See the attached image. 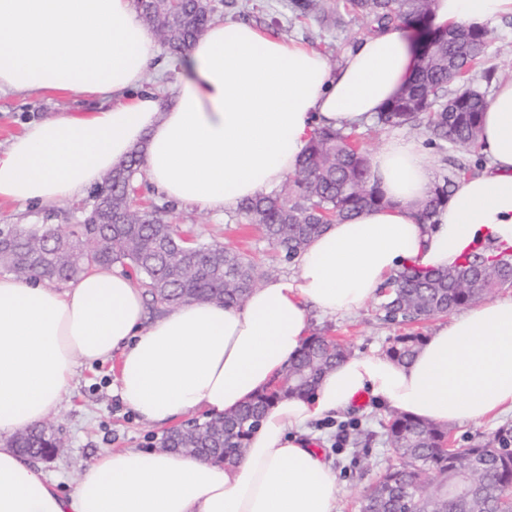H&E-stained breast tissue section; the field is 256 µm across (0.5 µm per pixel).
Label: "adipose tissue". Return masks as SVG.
Listing matches in <instances>:
<instances>
[{"label": "adipose tissue", "mask_w": 512, "mask_h": 512, "mask_svg": "<svg viewBox=\"0 0 512 512\" xmlns=\"http://www.w3.org/2000/svg\"><path fill=\"white\" fill-rule=\"evenodd\" d=\"M512 0H433L437 29H492ZM407 26L361 38L338 66L320 52L241 21H214L176 64L177 82L147 85L160 46L133 0H0V93L91 99L90 116L27 123L0 156V201L56 205L143 151L169 202L225 213L279 187L316 128L350 130L413 77ZM481 173L459 179L422 221L431 158L413 137L388 139L370 179L388 203L313 239L290 277L241 305L186 302L145 318L142 288L95 270L60 289L0 275V512H339L335 472L304 438L311 421L370 396L439 423L512 414V294L437 323L414 358L354 355L304 398L275 402L235 466L145 448L103 453L61 493L6 444L52 418L79 367L114 358L115 391L145 424L233 412L286 372L311 334L309 310L333 315L376 298L398 271L431 272L487 245L512 247V77L483 114Z\"/></svg>", "instance_id": "obj_1"}]
</instances>
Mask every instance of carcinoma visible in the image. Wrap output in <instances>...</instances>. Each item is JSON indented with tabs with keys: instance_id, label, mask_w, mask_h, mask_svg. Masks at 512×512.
<instances>
[{
	"instance_id": "carcinoma-1",
	"label": "carcinoma",
	"mask_w": 512,
	"mask_h": 512,
	"mask_svg": "<svg viewBox=\"0 0 512 512\" xmlns=\"http://www.w3.org/2000/svg\"><path fill=\"white\" fill-rule=\"evenodd\" d=\"M433 0H345L342 11L360 14L381 30L411 21L423 30L417 70L402 92L375 116L384 129H424L426 144L472 151L487 103L481 85L493 83L483 67L488 34L454 26L430 32L426 21ZM146 27L179 56L188 51L218 15L210 0H135ZM298 19L324 13L323 0H290ZM480 72L481 82L474 73ZM143 176L136 152L103 179L81 224L64 230L50 224L20 229L0 226V269L16 278L36 277L51 283L75 279L91 269L114 267L130 274L144 289L152 312L194 300L243 302L257 287L260 272L247 254L221 243L197 245L168 218L167 206L136 202ZM451 180L435 184L421 206L428 220L447 203ZM388 203L370 180L369 157L356 130H315L290 180L278 191L243 202L237 212L254 224L284 258H298L311 239L332 221ZM512 286V247H493L491 254L469 252L456 265L421 275L405 269L388 282L381 302L383 320L413 325L476 304L494 290ZM418 333L393 339L387 354L409 360L422 344ZM350 355L342 343L324 334L309 337L283 378L222 418L189 420L156 443L190 457L230 463L242 458L247 441L272 404L285 396L310 394L321 375ZM398 458L370 486L360 512H512V431L500 428L461 448H446L448 427L395 412L384 426ZM10 444L31 461L48 460L68 448L56 432L36 426Z\"/></svg>"
}]
</instances>
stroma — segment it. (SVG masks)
<instances>
[{
	"mask_svg": "<svg viewBox=\"0 0 512 512\" xmlns=\"http://www.w3.org/2000/svg\"><path fill=\"white\" fill-rule=\"evenodd\" d=\"M242 0H226L221 8L222 19H247L284 40H295L320 51L331 65H338L352 47L353 37L365 36L368 29L358 18H349L346 25H337L333 18L291 21L285 7L287 0H249L254 11L243 15ZM65 110L72 115H88L89 106L67 98L19 96L0 94V155L4 154L11 137L24 124ZM93 198L84 195L78 199L45 209H20L17 204L0 202L1 224H55L66 226L82 221L85 209L91 208ZM173 223L188 232L201 244L215 242L230 245L253 257L264 277L293 276L297 265L282 261L280 255L262 238L257 227L240 223L236 213L215 214L192 206L174 208L170 214ZM379 299L367 301L350 314L324 316L310 312L312 330L333 336L350 346L353 353L385 352L393 336L400 334V326L385 322L379 311ZM114 372L105 362L81 368L70 391L58 404L57 413L49 421L69 441L64 455L43 461L46 473L61 492H68L83 466L98 455L121 448H149L161 429L148 426L126 412L112 389ZM390 416L387 407L377 405L365 397L347 411L335 417L310 422L308 437L312 448L320 451L328 463L335 464V442L338 427L353 424L369 434L367 451L361 464L337 467L336 477L342 487L339 503L341 512H359L364 491L396 463L384 436L383 426Z\"/></svg>",
	"mask_w": 512,
	"mask_h": 512,
	"instance_id": "1",
	"label": "stroma"
}]
</instances>
